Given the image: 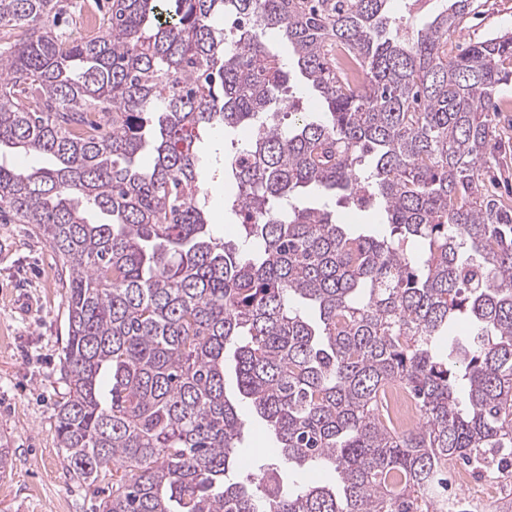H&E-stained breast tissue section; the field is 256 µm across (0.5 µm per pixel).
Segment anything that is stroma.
I'll return each mask as SVG.
<instances>
[{"mask_svg": "<svg viewBox=\"0 0 512 512\" xmlns=\"http://www.w3.org/2000/svg\"><path fill=\"white\" fill-rule=\"evenodd\" d=\"M512 30V0H479L463 30L450 33L449 54L470 42ZM500 145L507 161L491 170L486 193L512 201V88L502 95ZM32 309L17 305V296ZM67 336L65 288L56 255L31 225L0 216V442L13 451V464L0 473V512H95L112 476L102 471L95 486L73 478L55 435V409L65 391L61 350ZM250 424L244 434L240 472L271 463L272 440L264 422L241 403ZM468 493L477 512L512 503V479L496 470L473 475Z\"/></svg>", "mask_w": 512, "mask_h": 512, "instance_id": "1", "label": "stroma"}]
</instances>
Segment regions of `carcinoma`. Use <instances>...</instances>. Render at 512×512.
<instances>
[{"instance_id": "obj_1", "label": "carcinoma", "mask_w": 512, "mask_h": 512, "mask_svg": "<svg viewBox=\"0 0 512 512\" xmlns=\"http://www.w3.org/2000/svg\"><path fill=\"white\" fill-rule=\"evenodd\" d=\"M444 2L402 30L387 0H112L104 34L72 40L56 0H0V213L68 278L55 434L78 480L112 467L98 512H445L448 464L512 478V205L482 189L512 32L449 59L477 0ZM226 15L249 25L226 39ZM268 30L317 118L293 111ZM220 134L222 165L204 154ZM20 150L53 165L14 169ZM220 180L237 186L224 210L247 214L237 242L207 218ZM338 194L380 223H336ZM462 318L458 358L441 343ZM229 354L277 451L245 481ZM395 382L412 428L385 416ZM282 464L335 480L289 489Z\"/></svg>"}]
</instances>
